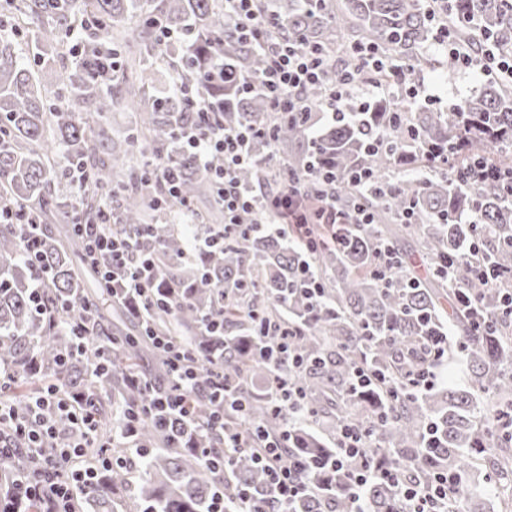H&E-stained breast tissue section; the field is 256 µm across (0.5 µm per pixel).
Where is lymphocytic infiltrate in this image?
Listing matches in <instances>:
<instances>
[{"label": "lymphocytic infiltrate", "instance_id": "obj_1", "mask_svg": "<svg viewBox=\"0 0 512 512\" xmlns=\"http://www.w3.org/2000/svg\"><path fill=\"white\" fill-rule=\"evenodd\" d=\"M225 2L229 13L246 25L248 34L262 44L270 56L268 67L250 81L249 86L268 97L272 111H306L305 93L314 85L326 88L320 110L329 120L364 111L372 99L386 93L385 85L368 78L369 72L384 67L372 47L360 48L359 70L345 73L343 82L336 85L328 80L332 65L320 53L298 50L286 41H273L270 35L273 22L258 9V0ZM436 41L461 68H470L477 62L481 65V74L512 84V58L498 52L492 41H485L481 55H474L470 45L452 40L443 24L437 29ZM252 136L253 131L248 127L227 132L216 125L204 132L191 130L186 134L198 159L213 153L224 157V171L217 178V200L224 210L225 233L234 231L238 212L247 209L258 214L259 229L281 236L293 232L298 242L310 245L317 241L309 230L310 225L370 223L371 215L363 208L347 213L338 211L333 193L309 200L297 179L271 195L241 185L238 170L254 161L247 148ZM77 230L85 240L88 260L98 267L106 287L119 292L134 318L147 320L151 306L146 293L156 287L160 276L142 239L113 233L108 224H81ZM157 344L169 358L170 384L159 388L146 376H131V384L142 387L147 397L143 406L125 412L119 437L104 436L96 417L88 411L84 397L69 395L60 384L40 392L22 413L10 400L0 398V452L20 449L27 456L26 466L0 481L6 512H76L80 494L95 484L101 470L111 468V448L118 444L131 450L137 448L132 423L142 415H151L172 432H179L190 420V396L204 392L217 403L213 413L215 422H223L225 405L236 401L234 385L225 382L220 375L200 380L195 366L186 363L178 346L164 338L158 339ZM289 356L288 345L284 342L273 354V366L280 371L278 399L288 406V427L277 435L259 427H246L233 435L221 452H213L208 447L200 451L207 461L220 459L228 464L240 450H250L266 472L275 500L282 504L304 493L303 477L311 467L306 459L288 460L283 455L292 433L291 426L303 410L302 395L283 370ZM336 433L332 466L339 469L347 459L361 458L360 467L350 475V495L352 512H366L364 488L368 480L390 481L395 474L390 469L365 463L364 435L357 427L344 423ZM456 489L457 482L450 475L423 488L411 482L400 486L409 512H433L434 503L447 499Z\"/></svg>", "mask_w": 512, "mask_h": 512}]
</instances>
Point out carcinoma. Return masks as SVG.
Masks as SVG:
<instances>
[{
  "mask_svg": "<svg viewBox=\"0 0 512 512\" xmlns=\"http://www.w3.org/2000/svg\"><path fill=\"white\" fill-rule=\"evenodd\" d=\"M12 35L0 38V205L14 211L28 207L38 224L39 262L33 263L12 224L0 223V364L20 371L14 388L31 379L66 385L75 395L94 393V415L102 428L109 417L101 394L112 393L123 409L141 405L145 391L129 383L149 346L144 327L121 330L112 317L130 316L107 302L108 288L89 290L82 270L84 245L75 234L64 241L48 233L50 224H101L109 214L123 233L143 232L154 249L166 291L153 296L149 319L162 336L176 325L174 341L186 347L200 372L224 370L240 383L245 410L224 409V429L208 426L213 404L193 401V421L177 437L150 418L137 424V442L150 449L143 456L144 483L139 490L143 512H210L216 492L224 494V512L238 509L240 491L250 487L277 512L263 470L246 453L232 466L216 471L190 444L216 447L222 431L260 426L276 434L286 412L255 392L251 377L271 369L262 344L281 337L260 334V321H289L288 346L301 362L294 373L305 395L306 419L336 416V422L357 425L367 433L366 458L381 463L398 477L420 486L452 473L469 489L448 509L487 512L480 492L469 488L475 460L496 472L512 488V318L502 312V295L512 286V185L484 182L473 176L476 157L502 172L512 171V88L488 81L475 93L446 108H405L392 98H379L368 111L342 122L317 126L314 113L278 114L259 91L243 92L267 64L266 51L241 32L239 22L224 9V0H10ZM273 16L272 36L318 48L331 61L353 70L358 61L348 50L370 44L401 72L434 66L420 53L432 42L435 24L425 0H265ZM36 25L35 47L42 69L55 73L54 98L29 69L28 57L14 48L19 33ZM89 36L72 53L70 67L56 71L62 58L59 37L75 27ZM448 26L455 38L481 49L491 36L499 50L512 52V0H452ZM174 32L173 41L165 35ZM169 72L161 89L152 60ZM194 84L189 95L180 83ZM218 110L224 129L253 125L262 134L252 142L261 163L241 170L239 181L275 192L288 176L303 179L306 194L316 199L323 185L307 176V163L323 161L336 173V209L365 205L370 224H343L336 247L311 255L320 296L305 290L303 247L286 246L272 236L252 231L255 212L238 215V233L224 244L198 254L195 268L181 269L183 239L166 222L145 225L150 211L172 212L199 199L215 196L214 177L224 170V157L209 156L208 170L199 169L182 132L204 126L201 106ZM125 110L138 120L120 141L98 126L106 112ZM55 143L68 166L85 172L80 202L70 205L52 189L50 155L42 147ZM276 149L282 165L265 163ZM168 164L179 173L177 196L156 185L152 170ZM406 169L413 175L392 181L390 173ZM357 169H368L377 189L355 194L349 183ZM429 169L434 177L415 172ZM115 199L112 211L101 205ZM433 265L425 280L415 275L402 243ZM392 252L393 270L384 281L375 272L378 249ZM454 260L458 288H445L443 266ZM482 269L497 270L502 286L479 277ZM49 278L48 302L58 311V326L49 328L35 310L28 282L39 273ZM475 302L464 306L458 289ZM218 314L224 328L206 333L204 318ZM84 322L95 333L72 335ZM453 334L458 348L448 352V365L465 367L467 385L436 382L415 391L410 379L436 361L435 336ZM114 342L109 367L99 346ZM374 374L371 384H357L355 370ZM496 391V399L480 406L475 391ZM296 443L284 456L300 453L326 457L333 449L301 427ZM359 462L336 472L312 470L302 497L283 512H350L349 472ZM130 484V471L114 465L99 475L82 495L80 512H110L117 492ZM369 512H405L395 485L373 479L365 486Z\"/></svg>",
  "mask_w": 512,
  "mask_h": 512,
  "instance_id": "cac0c4a2",
  "label": "carcinoma"
}]
</instances>
